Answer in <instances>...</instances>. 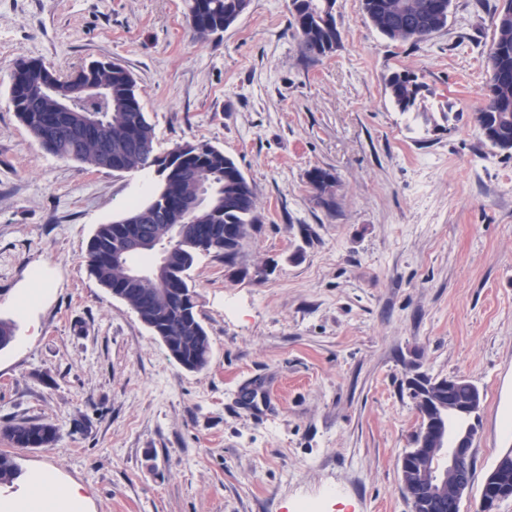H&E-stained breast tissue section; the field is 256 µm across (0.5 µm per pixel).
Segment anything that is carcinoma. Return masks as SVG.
Listing matches in <instances>:
<instances>
[{
    "instance_id": "1",
    "label": "carcinoma",
    "mask_w": 512,
    "mask_h": 512,
    "mask_svg": "<svg viewBox=\"0 0 512 512\" xmlns=\"http://www.w3.org/2000/svg\"><path fill=\"white\" fill-rule=\"evenodd\" d=\"M440 0H363V11L371 24L394 42L416 46L443 30L448 10ZM186 17L194 36L210 40L209 32L230 28L248 8L250 0H185ZM290 26L307 55L324 56L336 50L341 40L336 25V0H291ZM496 39L486 59L489 75L485 104L476 113L481 135L501 151L512 152V0H503L492 16ZM65 78L34 59L21 57L16 69H37L35 75L16 79L10 88V104L22 124L36 138L56 114L59 103L71 101L74 122L90 113L103 119V136L112 151V167L119 172L143 170V154L155 152L154 128L139 102L136 81L122 64L107 60L92 62ZM93 80L105 88L103 96L81 93L84 82ZM390 97L401 111L415 106L421 86L406 73H393L386 81ZM101 146L94 138L77 141L72 134H59L53 155L99 167ZM176 157L161 175L155 196L130 208V214L146 215L143 228L168 253L167 277L175 281V293L163 294L168 282L148 279L128 285L124 268L112 262V252L124 242L123 224L116 220L101 224L88 242L86 261L91 274L109 293H116L134 310L155 336L170 345L174 357L188 371L205 369L211 357V342L198 311L196 294L189 286L188 271L198 255L217 253L233 261L263 223L253 186L235 160L205 142H184L175 147ZM193 174V180L184 177ZM307 179L327 208L334 206L332 187L336 178L315 169ZM218 183L221 190L212 204L200 210L191 223L184 222L180 205L195 194L199 185ZM460 400H478L483 393L468 378L455 376ZM3 434L16 448H48L57 440L51 423L22 419L7 425ZM20 477L14 460L0 454V484Z\"/></svg>"
}]
</instances>
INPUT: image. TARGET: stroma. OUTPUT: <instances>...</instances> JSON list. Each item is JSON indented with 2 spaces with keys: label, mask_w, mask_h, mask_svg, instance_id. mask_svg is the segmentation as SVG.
I'll list each match as a JSON object with an SVG mask.
<instances>
[{
  "label": "stroma",
  "mask_w": 512,
  "mask_h": 512,
  "mask_svg": "<svg viewBox=\"0 0 512 512\" xmlns=\"http://www.w3.org/2000/svg\"><path fill=\"white\" fill-rule=\"evenodd\" d=\"M501 0H452L446 29L390 41L362 0H337L341 42L304 56L290 0H251L220 41L196 39L184 0H0V427L58 431L0 453L81 486L80 512H410L399 461L420 417L411 367L484 394L474 479L512 450V154L475 121ZM68 75L111 59L134 75L158 153L186 141L231 156L264 216L234 262L190 276L211 340L189 372L90 275L98 225L154 193L153 171L46 153L15 115L18 58ZM421 86L403 112L395 72ZM336 178L334 210L309 171ZM270 271L264 279L255 272ZM52 280L30 317L11 299ZM3 434L17 448H48L57 440V429L51 423L22 419L7 425Z\"/></svg>",
  "instance_id": "obj_1"
}]
</instances>
